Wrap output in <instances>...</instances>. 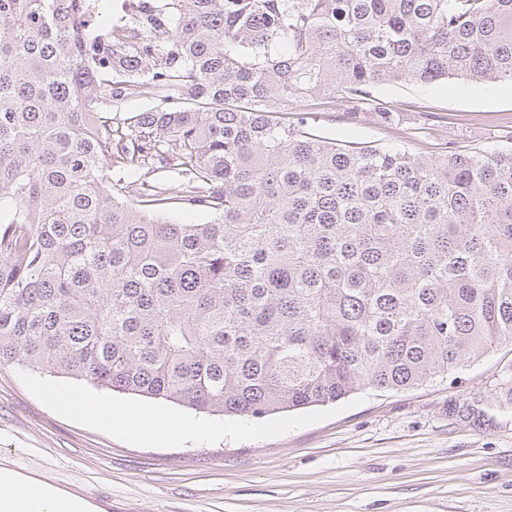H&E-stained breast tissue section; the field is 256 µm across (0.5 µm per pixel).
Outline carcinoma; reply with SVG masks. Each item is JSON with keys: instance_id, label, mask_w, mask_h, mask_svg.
<instances>
[{"instance_id": "cac0c4a2", "label": "carcinoma", "mask_w": 512, "mask_h": 512, "mask_svg": "<svg viewBox=\"0 0 512 512\" xmlns=\"http://www.w3.org/2000/svg\"><path fill=\"white\" fill-rule=\"evenodd\" d=\"M92 14L0 0V364L262 418L512 343V149L317 133L512 85V0H157L139 51Z\"/></svg>"}]
</instances>
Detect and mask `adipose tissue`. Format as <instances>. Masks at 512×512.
Returning <instances> with one entry per match:
<instances>
[{
    "instance_id": "obj_1",
    "label": "adipose tissue",
    "mask_w": 512,
    "mask_h": 512,
    "mask_svg": "<svg viewBox=\"0 0 512 512\" xmlns=\"http://www.w3.org/2000/svg\"><path fill=\"white\" fill-rule=\"evenodd\" d=\"M46 394L62 411L78 413L99 425L146 441L158 440L163 431L173 436L185 435L198 440L216 437L222 432L221 427L191 424L178 416L148 407L98 402L68 388L52 387L47 389ZM27 487L39 490L41 497L38 509H31L28 501L21 496V489ZM0 502L8 503V512H57L63 504L69 505L72 512H98L96 505L75 493L49 481L19 474L7 466L0 468Z\"/></svg>"
}]
</instances>
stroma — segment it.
I'll return each instance as SVG.
<instances>
[{"mask_svg": "<svg viewBox=\"0 0 512 512\" xmlns=\"http://www.w3.org/2000/svg\"><path fill=\"white\" fill-rule=\"evenodd\" d=\"M378 98L411 105L413 151L456 138L506 148L512 86L392 83ZM435 114L418 128L415 110ZM320 131L393 143L385 127L322 115ZM83 382L0 366V460L83 494L105 512H512V344L447 379L366 391L336 403L229 420L197 445L142 443L57 409L44 390Z\"/></svg>", "mask_w": 512, "mask_h": 512, "instance_id": "1", "label": "stroma"}]
</instances>
